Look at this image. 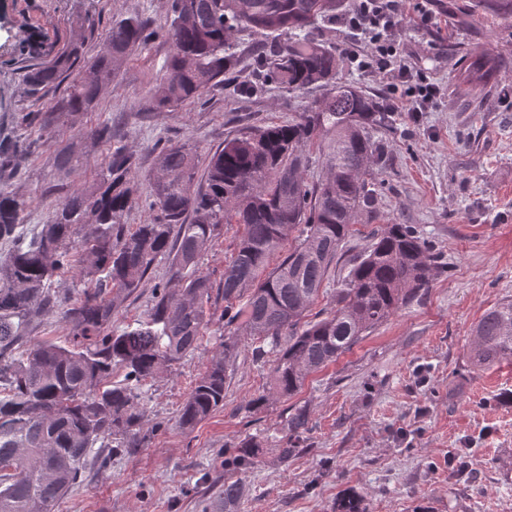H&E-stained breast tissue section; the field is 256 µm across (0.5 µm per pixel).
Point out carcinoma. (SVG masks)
I'll return each instance as SVG.
<instances>
[{"label": "carcinoma", "mask_w": 512, "mask_h": 512, "mask_svg": "<svg viewBox=\"0 0 512 512\" xmlns=\"http://www.w3.org/2000/svg\"><path fill=\"white\" fill-rule=\"evenodd\" d=\"M350 2L168 0V17L159 27L138 16L113 19L89 61L81 62L74 46L25 67V81L38 93L82 64L60 104L72 116L92 106L134 51L158 38L170 44L153 86L160 112L198 103L217 84L244 95L267 85L291 95L315 84L328 90L286 124L224 141L206 160L201 188L194 184L193 149L156 141L149 174L155 216L132 232L125 217L137 161L123 146L109 149L94 186L48 203L47 221L31 237L22 224L27 200L0 194V241L9 244L0 262V512H54L83 481L89 461L109 462L95 445L117 455L139 444L144 407L137 386L195 350L211 323L212 285L200 260L220 225L238 224L242 233L224 267V342L179 410L186 431L224 407L242 337L256 344L254 356L274 354L268 387L246 403L260 410L295 395L312 373L430 288L440 256L412 225L391 223L338 285L328 315L305 319L358 212L376 195L366 179L377 154L369 130L391 123L386 102L338 77L344 46L320 36ZM469 7L512 19V0H472ZM242 29L259 36L255 83L238 80L230 52L232 33ZM312 148L326 172L316 185L306 178ZM291 237L288 254L274 261ZM163 261L170 277L154 286L148 314L111 330L126 300ZM68 272L77 287L64 311L68 341L34 343L40 318L67 302L52 282ZM467 353L477 370L512 363V299L485 312ZM114 373L123 380H112ZM285 429L280 458L286 462L309 431L307 408L288 415ZM261 447V439L251 436L224 449V467L252 468ZM241 497V484L226 482L205 508L237 512Z\"/></svg>", "instance_id": "obj_1"}]
</instances>
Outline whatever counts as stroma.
Returning <instances> with one entry per match:
<instances>
[{
    "label": "stroma",
    "mask_w": 512,
    "mask_h": 512,
    "mask_svg": "<svg viewBox=\"0 0 512 512\" xmlns=\"http://www.w3.org/2000/svg\"><path fill=\"white\" fill-rule=\"evenodd\" d=\"M466 0H434L435 24L409 14L396 39L403 54L442 89L428 112L395 110V122L372 131L382 157L373 169L376 202L361 212L331 265L311 313L333 305L336 286L384 224L412 225L441 256L428 292L401 307L335 363L311 374L294 396L251 413L245 402L265 388L271 358L243 347L228 379L223 408L192 432L179 410L210 356L224 340V299L212 297L214 318L198 348L170 371L143 383V442L90 465L85 481L54 512H201L223 481H242L240 512H336L345 495L363 498L366 512H512V364L476 371L466 343L486 310L512 298V21L469 12ZM167 0H0V193L28 199L26 224H42L46 201L93 184L105 145L87 130L111 126L133 152L138 192L128 228L153 219L147 173L151 147L163 138L188 144L199 159L225 140L288 121L325 90L299 96L275 87L241 97L218 85L200 103L173 112L153 106L150 88L170 51L163 39L136 50L80 120L55 114L51 132L19 126L21 112H47L61 88L38 94L23 82L30 44L56 53L77 44L95 56L114 16L163 23ZM494 56L495 79H465L473 58ZM240 232L223 225L202 269L220 288ZM166 265L149 275L112 326L144 317ZM306 407L311 428L299 453L281 461L282 426ZM262 438L255 465L226 470L224 447Z\"/></svg>",
    "instance_id": "1"
}]
</instances>
